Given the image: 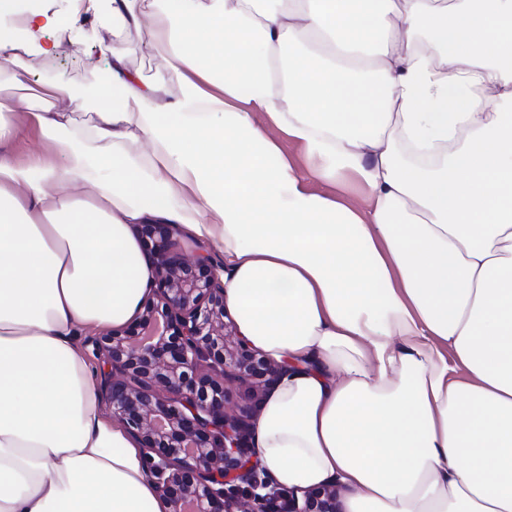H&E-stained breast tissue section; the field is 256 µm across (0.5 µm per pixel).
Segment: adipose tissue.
Segmentation results:
<instances>
[{
	"label": "adipose tissue",
	"instance_id": "adipose-tissue-1",
	"mask_svg": "<svg viewBox=\"0 0 512 512\" xmlns=\"http://www.w3.org/2000/svg\"><path fill=\"white\" fill-rule=\"evenodd\" d=\"M87 4L178 94L100 44L90 132L49 85L29 115L63 161L18 166L28 61L81 13L0 0V512L172 510L78 346L150 291L135 224L215 246L239 337L282 365L252 431L270 483L512 512V0Z\"/></svg>",
	"mask_w": 512,
	"mask_h": 512
}]
</instances>
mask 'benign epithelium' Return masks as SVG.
I'll list each match as a JSON object with an SVG mask.
<instances>
[{"label": "benign epithelium", "mask_w": 512, "mask_h": 512, "mask_svg": "<svg viewBox=\"0 0 512 512\" xmlns=\"http://www.w3.org/2000/svg\"><path fill=\"white\" fill-rule=\"evenodd\" d=\"M147 229L157 303L136 335L114 333L94 346L102 397L143 449L158 492L173 512H340L334 485L299 498L263 476L250 445L253 421L226 411L224 382L254 395L256 381L279 377L282 366L224 323L220 264L185 258L172 224Z\"/></svg>", "instance_id": "7a95c632"}]
</instances>
